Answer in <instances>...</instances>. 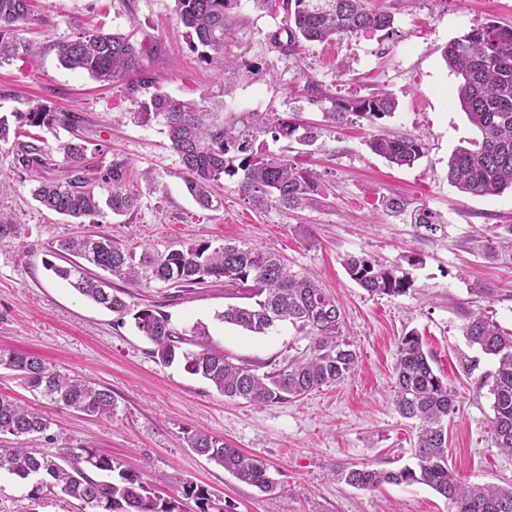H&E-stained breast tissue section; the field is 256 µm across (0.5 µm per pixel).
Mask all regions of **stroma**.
Segmentation results:
<instances>
[{
  "label": "stroma",
  "mask_w": 512,
  "mask_h": 512,
  "mask_svg": "<svg viewBox=\"0 0 512 512\" xmlns=\"http://www.w3.org/2000/svg\"><path fill=\"white\" fill-rule=\"evenodd\" d=\"M366 6L393 16L390 32L308 43L300 55L285 57L267 43L282 14L259 12L252 0H239L224 52L262 76L239 80L224 99L225 109L296 112L318 124L320 109L298 99L304 75L343 97L382 90L398 102L383 130L421 136L424 156L410 167L389 165L367 146L373 127L349 122L325 130L303 152L285 149L280 141L269 145L320 175L323 192L312 206H257L239 195L236 179L225 178L218 190L221 206L207 210L174 177L179 159L159 124L130 120L134 105L123 83L103 85L66 69L54 49L72 36L76 21L109 33L130 31L136 40L158 44L151 67L157 90L188 100L218 94L213 72L187 46L173 0H38L43 21L27 33L36 56L0 62V116L29 102L74 114L90 143V176L122 164L125 184L139 192L140 204L95 224L67 223L32 199L29 182L0 149V208L23 226L20 238L0 246V348L37 355L110 387L116 399L111 420L101 421L49 404L1 370L0 394L41 410L53 422L56 440L36 441V448L55 453L66 441L80 442L140 472L163 496L172 492L171 476L180 474L220 496L229 512H450L447 500L423 484L366 490L332 479L339 463L378 469L411 463L415 423L395 411L392 384L397 343L413 329L432 354L434 371L457 393V411L448 422L449 465L468 482H512V456L501 453L490 434L488 393L478 389L477 375L464 374L458 364L459 353L468 349L461 330L467 313L483 308L512 328V261L491 260L480 246L512 225V192L473 197L449 184V156L479 132L460 109L458 80L441 56L450 40L471 27L490 20L512 25V0H366ZM146 171L157 188L144 181ZM393 195L406 200V211H382L381 198ZM418 208L436 214V231L413 224ZM98 231L137 253L195 239L279 253L292 270L314 274L341 305L345 338L358 354L355 370L343 383L306 397L254 405L224 398L181 364L159 363L133 323L114 326L111 312L43 266L57 240ZM361 253L407 275L411 289L395 298L370 296L343 266L346 255ZM226 303L223 283H208L167 311L181 326L206 323L214 344L262 373L282 367L307 346L305 336L285 324L254 336L217 321ZM195 430L263 458L280 497L269 499L197 455L186 441Z\"/></svg>",
  "instance_id": "stroma-1"
}]
</instances>
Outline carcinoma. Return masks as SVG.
I'll list each match as a JSON object with an SVG mask.
<instances>
[{
	"instance_id": "obj_1",
	"label": "carcinoma",
	"mask_w": 512,
	"mask_h": 512,
	"mask_svg": "<svg viewBox=\"0 0 512 512\" xmlns=\"http://www.w3.org/2000/svg\"><path fill=\"white\" fill-rule=\"evenodd\" d=\"M34 0H0V61L31 56L33 46L24 37L33 24ZM239 0H174L177 23L198 61L224 81L228 89L244 75L259 72L232 66L224 55V38L235 23ZM255 9L284 12L282 26L268 34L269 46L288 57L299 55L306 43H327L367 31H387L393 17L387 11L366 8L365 0H252ZM62 65L80 70L100 82H114L135 72L140 83L128 88L136 102L133 119L152 121L163 127L170 149L178 156L180 177L204 209L216 207L211 192L224 177H239L238 192L256 203H272L290 211L311 205L322 187L316 172L301 168L269 150L265 137L275 142L294 139L311 147L321 137V127L285 119L275 112H226L224 102L208 97L198 101L174 98L155 91L137 100L138 89L154 84L149 69L157 44L137 42L131 34L103 33L74 23L71 37L56 44ZM443 59L458 78L456 98L461 110L480 135L470 146L456 149L448 160V182L463 194L493 196L512 190V27L489 21L451 40ZM301 98L322 107L324 122L336 126L349 116L375 126L391 116L396 102L387 92L361 97H339L315 78L304 75ZM18 131L10 132L9 120L0 117V146H5L15 170L28 172L49 165L47 140L23 131V127L74 128L75 116L53 112L41 104H29L12 113ZM367 146L392 165L410 167L424 155L425 143L418 135L403 133L373 135ZM58 178L33 180L30 193L44 208L76 224L98 223L109 209L124 215L139 206V194L126 188L120 168L95 184L86 177L87 146L76 135L60 145ZM498 244L485 251L495 258H512V225ZM21 235V225L0 209V244ZM66 265L50 261L45 267L66 281L85 299L114 315L122 326L132 316L135 329L151 345V356L164 364L180 361L184 370L208 381L224 397L256 405L278 404L304 396L348 378L358 363L357 352L343 338L341 307L327 295L314 277L294 272L270 251L244 244L215 246L209 240L182 242L163 253L132 249L106 233L70 238L58 243ZM344 267L349 277L371 296L398 297L412 287L404 275L362 253L348 255ZM109 274L132 287L158 282L172 293L170 302L196 286L224 282L228 287L247 288L249 303L229 305L216 319L256 335H264L281 322H288L309 340L306 352L268 373L236 363L213 346L208 326L198 321L177 327L166 304L151 301L132 305L123 288L104 277ZM462 335L475 355H461L463 369L471 373L484 359L494 370L482 376L479 388H488L493 417L490 432L495 447L512 456V329H506L484 311L467 314ZM422 339L410 331L398 342L395 381L392 386L395 411L416 422L413 463L399 469H377L364 464H343L333 471L335 480L357 489L383 484H425L448 500L451 512H512V483L493 485L464 483L448 465V417L456 413L455 394L437 375ZM20 377L31 391L67 410L88 416L109 417L115 399L112 389L96 386L39 357L0 349V370ZM51 422L39 411L0 396V436H11L14 446L0 447V473L26 489L25 512H38L49 501L78 505V512H185L189 501L196 512H228L224 501L203 485L183 477L174 478L175 494L162 497L151 492L140 474L121 468L112 457L80 444H70L56 454L26 448L28 440H56ZM195 453L213 461L240 482L273 495L276 482L263 459L234 448L224 440L197 431L187 436Z\"/></svg>"
}]
</instances>
